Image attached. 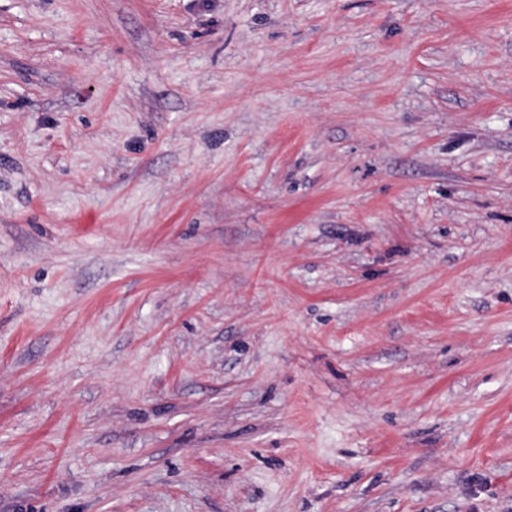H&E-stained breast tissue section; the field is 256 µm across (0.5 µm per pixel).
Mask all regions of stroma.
<instances>
[{
	"label": "stroma",
	"mask_w": 512,
	"mask_h": 512,
	"mask_svg": "<svg viewBox=\"0 0 512 512\" xmlns=\"http://www.w3.org/2000/svg\"><path fill=\"white\" fill-rule=\"evenodd\" d=\"M0 512H512V0H0Z\"/></svg>",
	"instance_id": "35a3bbf8"
}]
</instances>
